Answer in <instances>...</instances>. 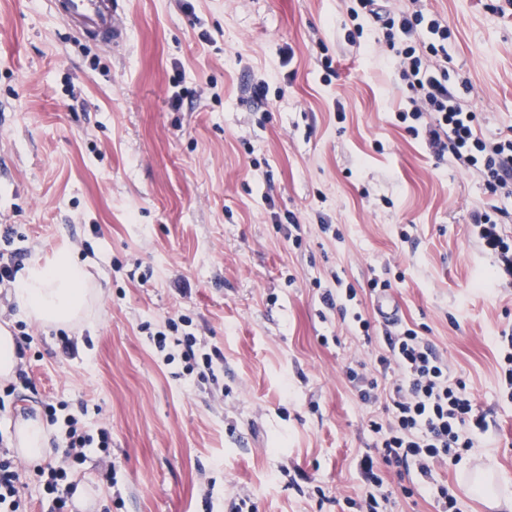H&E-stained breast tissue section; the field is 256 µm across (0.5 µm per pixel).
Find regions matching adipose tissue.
<instances>
[{"instance_id":"1","label":"adipose tissue","mask_w":512,"mask_h":512,"mask_svg":"<svg viewBox=\"0 0 512 512\" xmlns=\"http://www.w3.org/2000/svg\"><path fill=\"white\" fill-rule=\"evenodd\" d=\"M97 294L85 269L61 252L51 264L26 270L13 290V301L28 319L67 329L90 315Z\"/></svg>"}]
</instances>
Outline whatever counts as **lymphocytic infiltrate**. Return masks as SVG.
<instances>
[{
  "instance_id": "lymphocytic-infiltrate-1",
  "label": "lymphocytic infiltrate",
  "mask_w": 512,
  "mask_h": 512,
  "mask_svg": "<svg viewBox=\"0 0 512 512\" xmlns=\"http://www.w3.org/2000/svg\"><path fill=\"white\" fill-rule=\"evenodd\" d=\"M358 3L379 24L386 43L395 48L392 63L411 91L407 132L423 138L436 155L449 153L476 168L491 189H512V138L487 141L479 137L472 114L463 111L448 89L447 28L417 7L391 11L377 0ZM474 223L481 249L497 259L499 278L511 285L512 239L501 233L490 213L475 214ZM384 343L371 366L378 374H393L394 379L382 396L384 418L369 423L376 441L359 467L370 489L353 502L354 512H380L378 492L384 486L380 466L400 476L413 472L421 479H432L436 467L460 462L463 452L473 448L478 435L488 429L466 385L452 378L447 359L429 339L415 329L399 327L386 331ZM45 411L50 423H64L66 450L61 460L35 465L34 473L52 498L53 512H70L78 487L77 466L88 448L108 452L112 434L105 427L96 434L87 433L74 415L58 418L53 404H46Z\"/></svg>"
}]
</instances>
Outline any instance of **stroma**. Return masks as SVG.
Segmentation results:
<instances>
[{"label": "stroma", "instance_id": "1", "mask_svg": "<svg viewBox=\"0 0 512 512\" xmlns=\"http://www.w3.org/2000/svg\"><path fill=\"white\" fill-rule=\"evenodd\" d=\"M356 0H114L123 41L77 34L50 0H0V248L45 264L65 250L100 290L65 334L19 314L28 383L0 382V438L65 405L88 433L74 512H350L382 403L362 406L342 368L383 343L368 282L390 281L402 325L465 381L489 432L437 471L458 512H512V403L496 338L512 288L473 233L512 194L436 157L397 112L410 91ZM448 28V86L477 133H512V6L422 0ZM329 232H322V225ZM355 288L348 310L321 296ZM186 315L224 357L191 382L152 339ZM488 471L508 491H477ZM386 512H437L392 470Z\"/></svg>", "mask_w": 512, "mask_h": 512}]
</instances>
